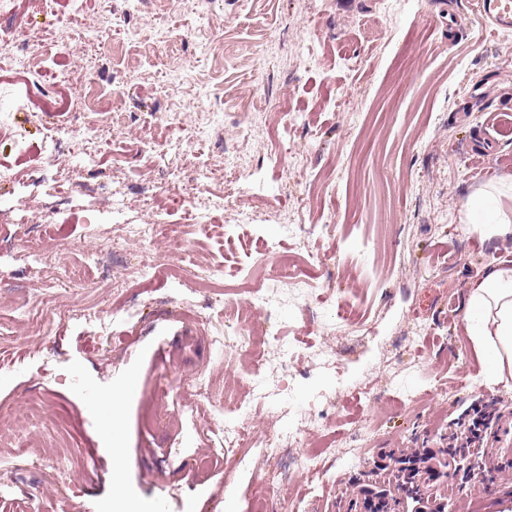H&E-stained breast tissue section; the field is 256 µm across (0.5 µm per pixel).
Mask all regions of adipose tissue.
<instances>
[{"label": "adipose tissue", "mask_w": 512, "mask_h": 512, "mask_svg": "<svg viewBox=\"0 0 512 512\" xmlns=\"http://www.w3.org/2000/svg\"><path fill=\"white\" fill-rule=\"evenodd\" d=\"M462 223L481 240L512 239V171L474 191L462 206ZM464 330L478 363L494 384L512 382V267L487 266L468 289Z\"/></svg>", "instance_id": "1"}]
</instances>
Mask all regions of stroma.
I'll return each mask as SVG.
<instances>
[{
  "mask_svg": "<svg viewBox=\"0 0 512 512\" xmlns=\"http://www.w3.org/2000/svg\"><path fill=\"white\" fill-rule=\"evenodd\" d=\"M1 25L19 24L63 41L93 16L112 24L108 50L90 52L95 84L60 81L66 54L41 75L0 58V88L26 100L14 128L0 131V199L14 180L46 163L45 132L54 116L85 99L83 123L111 112L117 126L94 166L108 185H81L76 156L53 170L69 206L54 238L0 211V512H108L112 444L127 461L121 487L160 512H252L254 472L283 477L267 494L268 512H346L362 487L389 478L397 456L447 447L474 406L512 408V387L482 374L461 322L470 282L493 262L512 264V240L489 243L464 233L466 198L512 169V135L492 118L512 110V28L491 31L470 0H13ZM222 20L212 41L205 17ZM190 29L191 41L169 40ZM189 67H179V60ZM120 88H113V76ZM169 97L155 93L161 85ZM253 92L244 103L245 92ZM207 98L237 135L236 164L198 191L196 207L233 229L227 196L248 194L254 233L279 239L292 224L299 257L319 255L305 279L309 301L287 300L263 314L270 333L294 340L279 396L303 415L319 394L330 403L323 435L335 447L317 477L285 468L269 449H241L239 465L218 456L224 430L237 423L213 402L224 394L251 400L260 366L246 354L225 360L213 339L232 336L230 304L259 287L258 257L224 258V242L202 238L184 221L183 197L161 209L130 208L102 220L105 194L137 196L170 172L194 176L217 156L214 137L167 120L176 104ZM143 114L141 134L179 149L165 163L139 155L121 128ZM181 225L190 253L163 254L180 280L145 278L117 291L115 266L135 267L123 247L135 225ZM102 243L98 261L82 245ZM448 244V259L437 247ZM210 267L221 290L185 286ZM48 289L52 308L34 289ZM352 301L357 320L328 328L321 307ZM330 352L329 364L313 352ZM120 437L110 430L108 396L128 378ZM205 378L208 394L192 386ZM363 429L359 458L344 446ZM428 491L453 512H512V471L485 486L449 463Z\"/></svg>",
  "mask_w": 512,
  "mask_h": 512,
  "instance_id": "stroma-1",
  "label": "stroma"
}]
</instances>
